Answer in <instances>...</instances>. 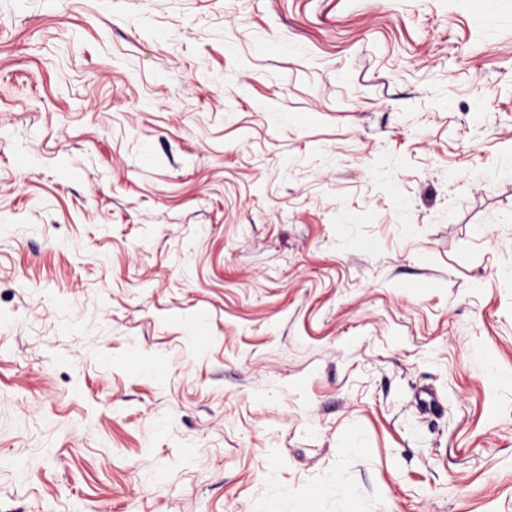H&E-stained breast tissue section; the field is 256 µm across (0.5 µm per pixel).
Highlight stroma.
Wrapping results in <instances>:
<instances>
[{"mask_svg": "<svg viewBox=\"0 0 512 512\" xmlns=\"http://www.w3.org/2000/svg\"><path fill=\"white\" fill-rule=\"evenodd\" d=\"M0 512H512V0H0Z\"/></svg>", "mask_w": 512, "mask_h": 512, "instance_id": "35a3bbf8", "label": "stroma"}]
</instances>
